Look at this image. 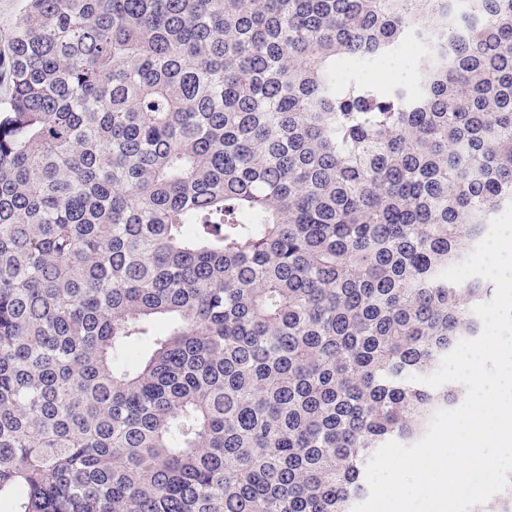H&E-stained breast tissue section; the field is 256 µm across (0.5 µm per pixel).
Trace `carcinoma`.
<instances>
[{
    "instance_id": "carcinoma-1",
    "label": "carcinoma",
    "mask_w": 512,
    "mask_h": 512,
    "mask_svg": "<svg viewBox=\"0 0 512 512\" xmlns=\"http://www.w3.org/2000/svg\"><path fill=\"white\" fill-rule=\"evenodd\" d=\"M511 203L512 0H21L0 496L352 512L456 399L410 377L479 335L494 288L439 274Z\"/></svg>"
}]
</instances>
